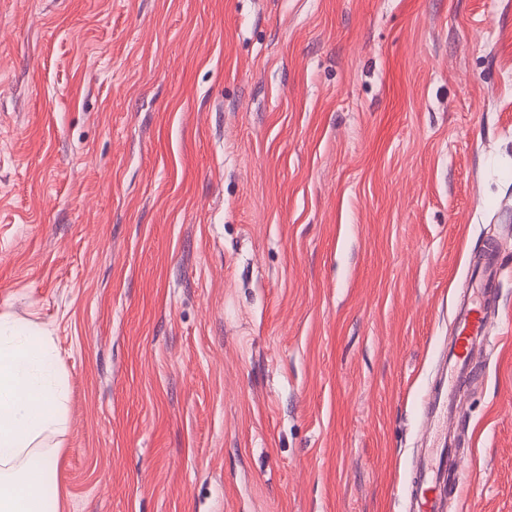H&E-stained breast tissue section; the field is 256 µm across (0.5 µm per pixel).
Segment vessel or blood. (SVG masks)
Returning a JSON list of instances; mask_svg holds the SVG:
<instances>
[{
	"mask_svg": "<svg viewBox=\"0 0 512 512\" xmlns=\"http://www.w3.org/2000/svg\"><path fill=\"white\" fill-rule=\"evenodd\" d=\"M477 266L482 272L479 298L462 302L456 315L460 353L451 363L445 383L428 404L426 429L433 437L446 434L455 419L458 402L455 390L462 383L473 384L479 379L477 343L490 333L487 321L489 304L498 279L499 266L491 254L479 255ZM458 462L449 461L443 448L422 449L416 464L412 512H444L442 491L449 485Z\"/></svg>",
	"mask_w": 512,
	"mask_h": 512,
	"instance_id": "1",
	"label": "vessel or blood"
}]
</instances>
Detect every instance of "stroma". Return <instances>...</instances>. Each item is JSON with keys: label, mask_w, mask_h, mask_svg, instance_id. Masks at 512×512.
I'll list each match as a JSON object with an SVG mask.
<instances>
[{"label": "stroma", "mask_w": 512, "mask_h": 512, "mask_svg": "<svg viewBox=\"0 0 512 512\" xmlns=\"http://www.w3.org/2000/svg\"><path fill=\"white\" fill-rule=\"evenodd\" d=\"M512 0H0V315L58 512H409L495 241L446 512H512ZM476 265L481 269L482 278L479 284L481 299L471 297L462 302L455 316L459 335L460 354L448 368V376L442 390L428 403L425 415L427 432L435 438L447 434L448 426L455 419L458 401L455 399V389L461 383L474 384L479 380V352L476 351L477 340L490 336V324L487 321L489 304L493 297L494 284L498 279L499 266L494 253L478 256Z\"/></svg>", "instance_id": "1"}]
</instances>
